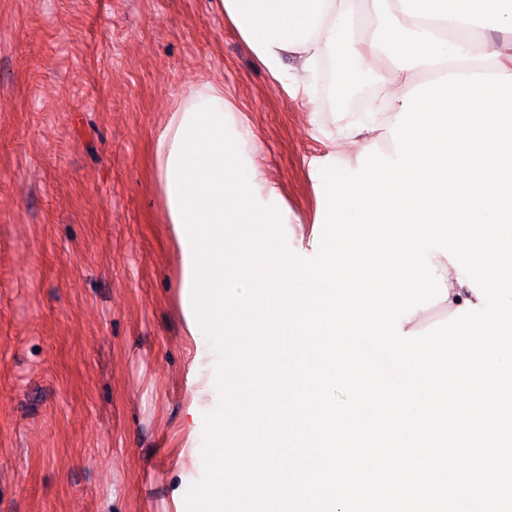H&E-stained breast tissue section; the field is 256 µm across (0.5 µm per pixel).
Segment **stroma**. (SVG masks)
<instances>
[{"label": "stroma", "mask_w": 512, "mask_h": 512, "mask_svg": "<svg viewBox=\"0 0 512 512\" xmlns=\"http://www.w3.org/2000/svg\"><path fill=\"white\" fill-rule=\"evenodd\" d=\"M207 79L314 256L356 109L288 96L217 0H0V512H186L203 477L218 357L183 333L151 147Z\"/></svg>", "instance_id": "stroma-1"}]
</instances>
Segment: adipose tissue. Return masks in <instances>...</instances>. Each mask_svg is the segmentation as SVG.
<instances>
[{
  "instance_id": "adipose-tissue-1",
  "label": "adipose tissue",
  "mask_w": 512,
  "mask_h": 512,
  "mask_svg": "<svg viewBox=\"0 0 512 512\" xmlns=\"http://www.w3.org/2000/svg\"><path fill=\"white\" fill-rule=\"evenodd\" d=\"M219 7L278 83L289 56L299 62L297 81L317 84L320 72L327 70L341 94L361 79L364 55L381 50L394 60L395 70L371 74L378 104L370 119L346 134L365 147L375 132L390 129L417 81L434 80L441 71L475 61L489 72L512 75V41L488 45L474 37L487 23L512 34V0H371L367 6L358 0H220ZM223 95V85L209 80L182 93L152 145L159 188L168 184V160L187 109ZM429 258L448 290L442 309L451 313L475 300L463 273L445 256L434 251Z\"/></svg>"
}]
</instances>
